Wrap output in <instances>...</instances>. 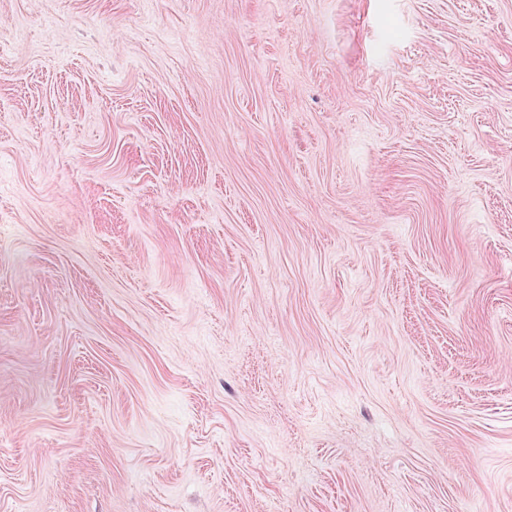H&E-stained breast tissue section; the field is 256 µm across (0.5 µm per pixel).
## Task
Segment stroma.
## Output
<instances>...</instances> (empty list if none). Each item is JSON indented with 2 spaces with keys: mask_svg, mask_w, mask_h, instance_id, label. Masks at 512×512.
<instances>
[{
  "mask_svg": "<svg viewBox=\"0 0 512 512\" xmlns=\"http://www.w3.org/2000/svg\"><path fill=\"white\" fill-rule=\"evenodd\" d=\"M0 512H512V0H0Z\"/></svg>",
  "mask_w": 512,
  "mask_h": 512,
  "instance_id": "obj_1",
  "label": "stroma"
}]
</instances>
